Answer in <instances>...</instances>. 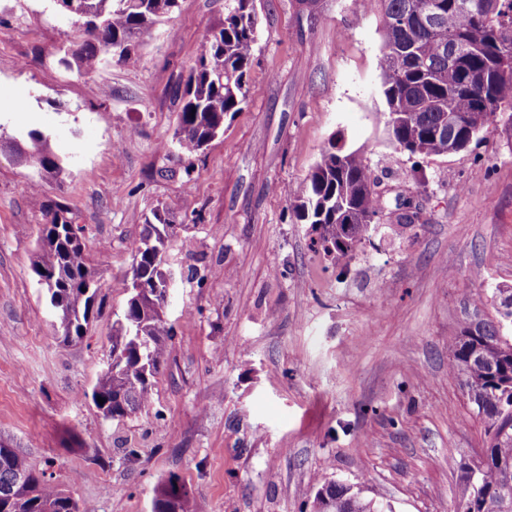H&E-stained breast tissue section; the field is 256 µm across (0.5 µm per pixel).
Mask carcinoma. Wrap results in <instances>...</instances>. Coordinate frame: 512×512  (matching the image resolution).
<instances>
[{"instance_id":"carcinoma-1","label":"carcinoma","mask_w":512,"mask_h":512,"mask_svg":"<svg viewBox=\"0 0 512 512\" xmlns=\"http://www.w3.org/2000/svg\"><path fill=\"white\" fill-rule=\"evenodd\" d=\"M52 7L82 22L80 39L62 59L86 75L109 60L134 65L143 36L163 23L178 0H50ZM253 0H225L224 20L204 36V52L190 70L174 139L192 156L224 131V118L240 111L247 96L246 73L255 43ZM363 8L383 22L381 88L386 127L396 146L426 158L466 148L494 118L512 124V0H366ZM465 54L453 57V48ZM20 162L56 177L62 160L50 134L32 129L3 138ZM377 183L357 151L332 144L295 191L294 209L310 224L324 255L347 257L376 229L384 203ZM38 248L30 259L35 278L57 272L45 293L52 326L69 342L85 336L99 285L88 265L82 227L63 204L41 205ZM171 223L160 211L145 220L133 241L131 280L162 283L163 253ZM496 311L512 318V288L493 293ZM170 330L163 309L129 294L112 326L110 352L122 355L113 374L98 376L91 392L103 417L124 418L149 407L166 361ZM451 367L476 415L484 421L487 460L476 476L460 477L461 497L476 512H512V336L501 322H463L452 348ZM105 402L98 403V398ZM0 442V512H80L78 502L54 486L46 471ZM188 492L174 478L155 490L152 512H187ZM315 512H383L352 488L329 482L317 491Z\"/></svg>"}]
</instances>
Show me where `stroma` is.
<instances>
[{
    "mask_svg": "<svg viewBox=\"0 0 512 512\" xmlns=\"http://www.w3.org/2000/svg\"><path fill=\"white\" fill-rule=\"evenodd\" d=\"M248 97L191 160L173 137L174 90L224 0H179L135 65L92 76L62 64L78 39L49 0H0L5 135L53 134L60 179L0 152V440L46 471L81 512H150L178 478L191 512H311L339 481L395 512H453L461 468L481 447L448 367L482 296L512 288V125L417 161L392 145L380 93L378 15L354 0H254ZM360 150L385 194L376 232L334 261L312 245L294 192L332 137ZM420 208L396 221L397 196ZM83 228L101 307L84 338L60 342L33 280L38 197ZM163 210L175 276L174 335L147 409L103 419L84 398L125 307L130 242Z\"/></svg>",
    "mask_w": 512,
    "mask_h": 512,
    "instance_id": "35a3bbf8",
    "label": "stroma"
}]
</instances>
